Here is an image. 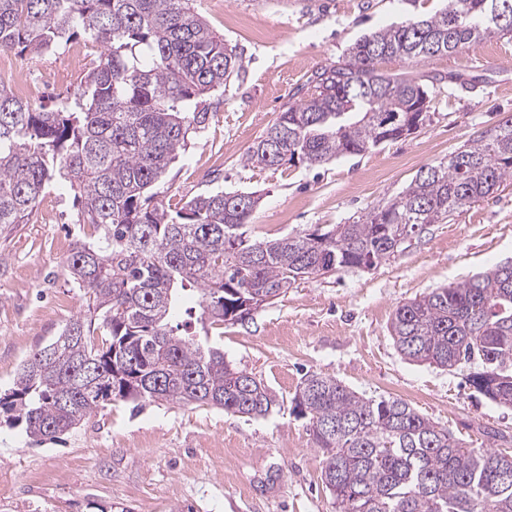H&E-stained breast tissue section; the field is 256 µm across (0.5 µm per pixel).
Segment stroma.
<instances>
[{"mask_svg":"<svg viewBox=\"0 0 512 512\" xmlns=\"http://www.w3.org/2000/svg\"><path fill=\"white\" fill-rule=\"evenodd\" d=\"M243 68L210 97L212 119L170 166L171 206L212 191L260 194L254 238L323 231L401 192L423 166L438 162L487 128L512 118V36L495 35L451 55L412 64L417 75L461 76L435 101L415 134L317 167H247L243 157L318 68L336 63L360 36L440 0H193ZM77 37L39 56L12 53L38 91L31 103L67 99L80 87L88 55ZM78 204L54 187L30 223L0 232V392L24 360L50 343L84 304L55 244L84 240ZM512 261V179L446 224H433L373 269L314 276L246 324L205 333L175 311L197 339L261 380L278 404L260 418L213 407L116 401L79 428L42 445L0 417V512H336L321 476L307 418L292 399L306 375L323 373L367 398L397 397L467 445L512 452V409L470 388L474 367L443 370L404 358L391 337L396 307Z\"/></svg>","mask_w":512,"mask_h":512,"instance_id":"obj_1","label":"stroma"}]
</instances>
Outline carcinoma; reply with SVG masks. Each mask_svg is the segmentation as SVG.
<instances>
[{
    "mask_svg": "<svg viewBox=\"0 0 512 512\" xmlns=\"http://www.w3.org/2000/svg\"><path fill=\"white\" fill-rule=\"evenodd\" d=\"M512 0H448L365 35L344 60L318 68L246 151V166H310L404 135L382 115L429 118L445 93L386 60L417 63L494 35ZM192 0H0V49L41 55L79 34L97 48L70 104L49 109L0 80V228L26 224L65 184L89 227L64 272L86 306L20 367L0 412L44 443L116 400L210 406L257 418L276 406L264 383L171 326L198 295L200 320L245 323L243 306L269 302L312 275L373 267L396 256L404 228L442 224L512 178V121L420 168L383 207L321 233L251 239L260 197L216 191L173 210L157 187L189 136L213 113L205 98L242 68ZM502 265L397 306L390 329L413 362L452 370L476 363L469 385L512 407V285ZM322 454L337 512H512V453L472 448L398 398L366 399L329 375L307 376L293 397Z\"/></svg>",
    "mask_w": 512,
    "mask_h": 512,
    "instance_id": "1",
    "label": "carcinoma"
}]
</instances>
